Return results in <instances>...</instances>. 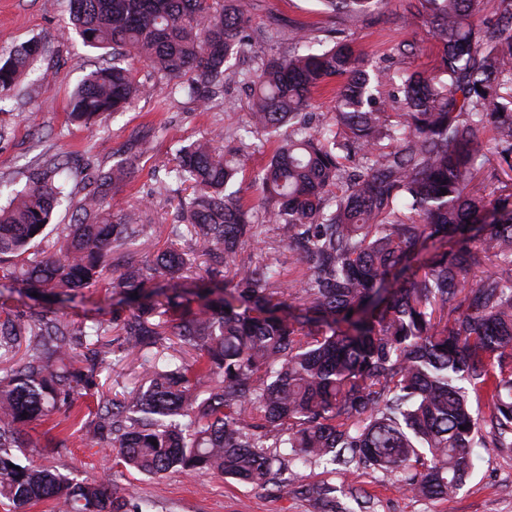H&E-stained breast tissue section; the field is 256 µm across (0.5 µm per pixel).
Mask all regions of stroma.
<instances>
[{
  "instance_id": "35a3bbf8",
  "label": "stroma",
  "mask_w": 512,
  "mask_h": 512,
  "mask_svg": "<svg viewBox=\"0 0 512 512\" xmlns=\"http://www.w3.org/2000/svg\"><path fill=\"white\" fill-rule=\"evenodd\" d=\"M407 4L408 0H385L378 14L354 24L325 13L320 0H253L249 51L237 65L238 75L227 81L208 109L170 95L165 80L149 62L140 60L131 64L138 87L133 102L100 129L88 130L70 121L69 98L87 73L106 65V57L84 46L72 29L67 0H0V58L31 40L43 47L21 76L17 98L5 104L9 135L0 142V180L23 186L33 169L57 156L82 172L77 191L84 195L95 189V170L112 166L129 155L138 139L147 138L146 152L116 199L141 210L144 223L152 227L151 237L137 244V251L155 253L172 247L175 241L168 228L178 221L177 199L191 195L194 187L170 181L166 170L179 145L216 138L246 120L251 91L241 72L256 68L260 56L286 52L288 35L299 26L313 29L326 45L346 41L372 64L393 72L400 67L397 44L418 42L420 52L412 67L431 71L438 46L424 18L407 17ZM111 282V273H104L96 287L63 308L64 317L78 322L92 316L111 320ZM104 351L106 364L97 393L81 398L71 416L59 412L30 423L26 446L19 452L22 463L80 480L105 479L118 495L153 500L155 512H343L358 499L366 502L368 512H512V447L474 449L466 482L448 501L412 496L393 474L369 467L329 474L323 467L307 465L301 467L300 479L282 491L212 473H172L160 480L137 474L106 442L88 433L100 398L121 399L143 377L134 356L113 344Z\"/></svg>"
}]
</instances>
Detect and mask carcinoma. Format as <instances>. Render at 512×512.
Segmentation results:
<instances>
[{"instance_id": "obj_1", "label": "carcinoma", "mask_w": 512, "mask_h": 512, "mask_svg": "<svg viewBox=\"0 0 512 512\" xmlns=\"http://www.w3.org/2000/svg\"><path fill=\"white\" fill-rule=\"evenodd\" d=\"M360 20L383 0H322ZM480 0H411L440 46L435 71L394 80L349 44L293 49L247 76V124L224 148L197 141L176 151L168 175L196 190L178 199L180 224L205 243L188 275L179 251L122 260L113 292L130 313L125 350L146 381L99 403L95 433L130 468L161 479L220 473L281 491L300 466L345 472L368 465L399 476L413 495L451 499L471 448L512 435V0L496 17ZM251 0H69L83 43L112 50L69 101L90 128L137 94L127 60L145 59L207 107L230 78L247 36ZM30 41L0 61L1 103L41 55ZM337 76L332 116L309 112ZM398 105L399 111L387 108ZM275 147L253 175L251 205L234 188L257 134ZM136 154L98 171L97 191L69 187L67 162L50 158L0 207V277L20 293L72 302L110 267L112 249L149 237L151 225L110 200ZM446 192H441V189ZM72 207L57 251L40 237L62 202ZM268 224L301 270L281 287L278 260L245 255ZM482 270L477 280L470 274ZM233 273L227 278L226 273ZM180 311L176 320L164 315ZM109 325L71 322L51 306L33 323L0 319V351L27 337L25 360L0 374V500L16 508L52 501L58 512H153V504L22 465L25 426L69 411L97 385ZM196 353L179 363L153 349L169 337ZM202 377L215 385L201 392ZM484 401L487 414L473 410Z\"/></svg>"}]
</instances>
